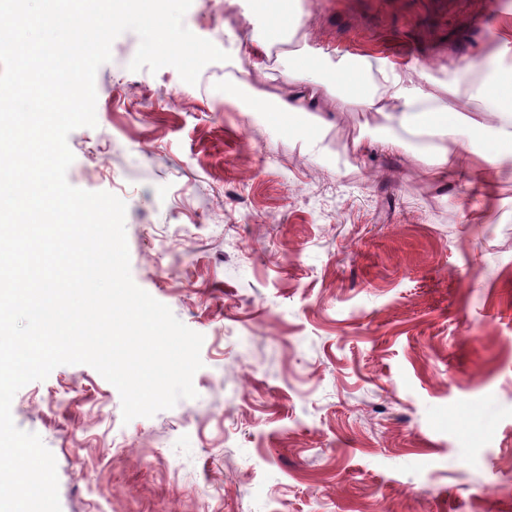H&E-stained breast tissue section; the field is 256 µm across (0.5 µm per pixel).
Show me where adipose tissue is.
<instances>
[{
  "mask_svg": "<svg viewBox=\"0 0 512 512\" xmlns=\"http://www.w3.org/2000/svg\"><path fill=\"white\" fill-rule=\"evenodd\" d=\"M252 8L263 18L260 36L254 38L251 68L228 85L224 101L239 111L249 112L253 102L248 92L253 82L274 78L269 65L271 50L290 43L305 24L302 0H250ZM292 66L285 72L282 92L264 115L267 123L287 127L303 112H318L322 106L314 85L330 88L339 98H356L366 110L393 115L403 129L427 137L431 160L425 170L428 178L441 179L457 156L446 145L449 132L462 120L448 101L460 91L470 98L487 103L481 121L475 122L477 137L487 140L485 149L474 150L471 142H459V151H477L481 162L496 165L512 158V66L491 64L481 81L465 84L469 65L451 68L447 79L428 75L411 76L381 59L363 55L332 59L321 50L303 45L291 56Z\"/></svg>",
  "mask_w": 512,
  "mask_h": 512,
  "instance_id": "1",
  "label": "adipose tissue"
}]
</instances>
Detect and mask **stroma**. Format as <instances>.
Instances as JSON below:
<instances>
[{
	"mask_svg": "<svg viewBox=\"0 0 512 512\" xmlns=\"http://www.w3.org/2000/svg\"><path fill=\"white\" fill-rule=\"evenodd\" d=\"M311 46L467 62L480 80L512 0H305ZM224 0L185 26L232 46ZM122 33L96 73V119L68 137V182L126 204L134 282L204 337L197 398L123 422L117 389L62 365L12 415L57 463L61 512H512V163L460 157L443 182L410 135L354 101L294 129L131 71ZM401 136L380 151L375 138ZM363 138L365 150L351 148Z\"/></svg>",
	"mask_w": 512,
	"mask_h": 512,
	"instance_id": "stroma-1",
	"label": "stroma"
}]
</instances>
